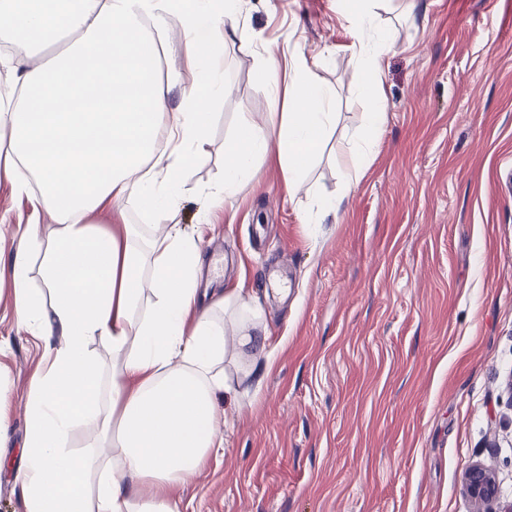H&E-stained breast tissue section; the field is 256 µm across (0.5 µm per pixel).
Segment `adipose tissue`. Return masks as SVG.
Instances as JSON below:
<instances>
[{"mask_svg": "<svg viewBox=\"0 0 512 512\" xmlns=\"http://www.w3.org/2000/svg\"><path fill=\"white\" fill-rule=\"evenodd\" d=\"M0 0V34L28 46L53 43L63 30L71 48L49 62L0 58L19 82L18 99L0 97L4 170L27 195L31 214L55 223L43 270L49 298L31 292L28 253L39 244L30 226L12 261L19 325L45 343L47 365L25 402L28 432L17 474L24 512H179L160 485L178 486L224 439L214 427L216 401L229 393L224 376L222 313L242 308L241 291L206 301L200 290L199 238L173 224L147 246L129 232H107L89 215L134 201L159 218L177 211L181 170L208 142L212 107L227 89L224 44L251 51L239 24L242 0ZM359 44V91L374 101L368 135L385 121L381 60L391 30L379 26L374 0H354L349 13ZM183 34L193 80L162 71L172 27ZM269 86L288 106L266 125L243 122L224 142V180L214 197L229 202L274 157L288 192L301 185L309 161L336 124L335 93L316 75L318 60L265 59ZM178 104H171L172 91ZM37 177L39 193L29 190ZM154 301L136 317L144 290ZM112 352L103 377L92 340ZM96 432L95 451L71 450L78 427Z\"/></svg>", "mask_w": 512, "mask_h": 512, "instance_id": "1", "label": "adipose tissue"}]
</instances>
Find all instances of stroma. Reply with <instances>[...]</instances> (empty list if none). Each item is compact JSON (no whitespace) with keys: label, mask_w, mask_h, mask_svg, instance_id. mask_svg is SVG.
<instances>
[{"label":"stroma","mask_w":512,"mask_h":512,"mask_svg":"<svg viewBox=\"0 0 512 512\" xmlns=\"http://www.w3.org/2000/svg\"><path fill=\"white\" fill-rule=\"evenodd\" d=\"M346 8L244 0L255 49L224 45L229 90L182 172L173 221L201 239L202 287L241 286L246 308L224 317V446L177 491L179 512H475L463 485L475 462L512 501V0H380L395 40L366 161L356 146L373 103L358 93ZM270 50L320 60L336 127L296 195L268 158L233 202H209L225 139L284 109L264 75ZM334 195L338 213L308 223ZM30 222L1 176L0 380L16 408L0 431L11 462L0 512H22L23 403L44 354L13 308L11 262ZM245 329L270 360L239 345Z\"/></svg>","instance_id":"stroma-1"}]
</instances>
